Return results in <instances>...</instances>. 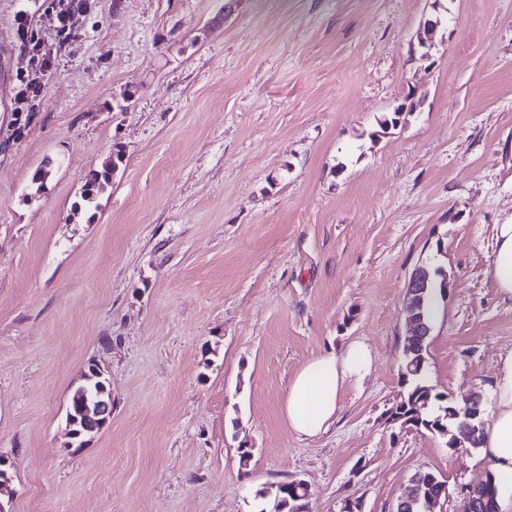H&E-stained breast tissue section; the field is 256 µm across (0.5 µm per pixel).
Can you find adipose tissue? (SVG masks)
I'll list each match as a JSON object with an SVG mask.
<instances>
[{
    "label": "adipose tissue",
    "mask_w": 512,
    "mask_h": 512,
    "mask_svg": "<svg viewBox=\"0 0 512 512\" xmlns=\"http://www.w3.org/2000/svg\"><path fill=\"white\" fill-rule=\"evenodd\" d=\"M496 238L491 273L502 299L512 301V223L497 225ZM370 365L371 355L359 343L340 355L324 352L311 358L288 387L284 415L289 430L304 437L320 434L335 418L345 387ZM479 458L493 479L496 512H512V350L499 357Z\"/></svg>",
    "instance_id": "1"
}]
</instances>
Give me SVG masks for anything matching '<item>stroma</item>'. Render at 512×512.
Returning a JSON list of instances; mask_svg holds the SVG:
<instances>
[{"instance_id": "35a3bbf8", "label": "stroma", "mask_w": 512, "mask_h": 512, "mask_svg": "<svg viewBox=\"0 0 512 512\" xmlns=\"http://www.w3.org/2000/svg\"><path fill=\"white\" fill-rule=\"evenodd\" d=\"M55 25L41 0H0L6 512H274L292 479L311 512H394L419 471L447 482L436 512H462L477 450L389 414L418 266L449 282L429 385L491 407L512 349L490 273L512 222V0H83L74 39ZM118 147L98 209H79ZM357 341L371 369L333 422L290 431L294 375ZM92 363L112 417L71 448ZM121 162L122 151L118 149L115 159H112L101 171H93L86 175L82 188V199L87 205L93 204L95 199L112 184V175Z\"/></svg>"}]
</instances>
